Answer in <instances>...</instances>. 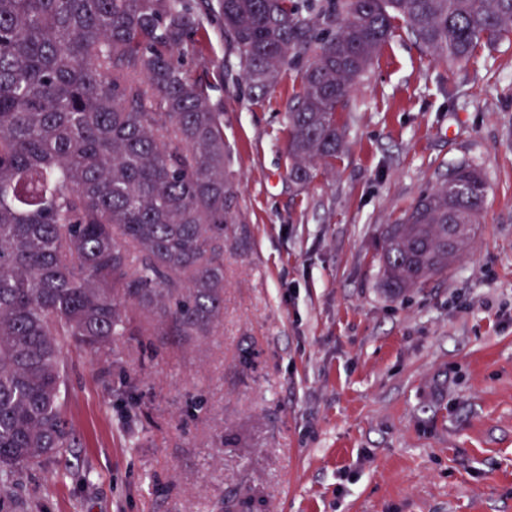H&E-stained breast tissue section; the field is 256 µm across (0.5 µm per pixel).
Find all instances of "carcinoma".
Listing matches in <instances>:
<instances>
[{
  "label": "carcinoma",
  "instance_id": "carcinoma-1",
  "mask_svg": "<svg viewBox=\"0 0 512 512\" xmlns=\"http://www.w3.org/2000/svg\"><path fill=\"white\" fill-rule=\"evenodd\" d=\"M252 92L297 70L290 177L343 144L336 112L402 22L439 61L512 34V0H0V512L26 468L75 444L62 342L112 344L141 309L163 334L210 336L234 224L221 113L181 57L203 17ZM465 162L381 232L386 291L448 269L483 218Z\"/></svg>",
  "mask_w": 512,
  "mask_h": 512
}]
</instances>
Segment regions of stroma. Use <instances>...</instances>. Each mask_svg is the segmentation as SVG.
Listing matches in <instances>:
<instances>
[{
    "instance_id": "1",
    "label": "stroma",
    "mask_w": 512,
    "mask_h": 512,
    "mask_svg": "<svg viewBox=\"0 0 512 512\" xmlns=\"http://www.w3.org/2000/svg\"><path fill=\"white\" fill-rule=\"evenodd\" d=\"M198 37L184 67L223 114L239 215L221 323L184 341L134 312L112 346L64 343L76 443L24 472L11 512H512V35L452 65L397 28L304 185L295 69L253 98L219 24ZM460 162L485 179L482 224L391 297L381 228Z\"/></svg>"
}]
</instances>
